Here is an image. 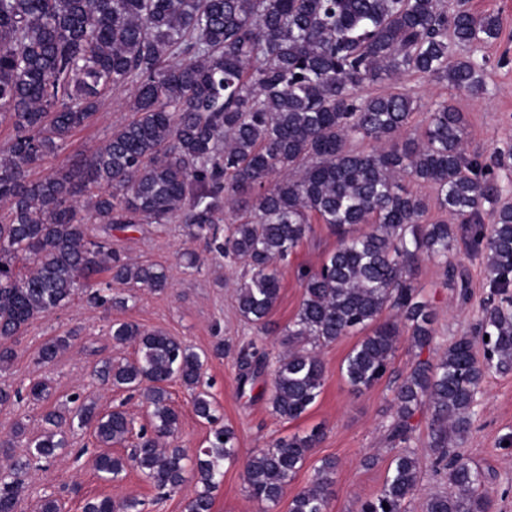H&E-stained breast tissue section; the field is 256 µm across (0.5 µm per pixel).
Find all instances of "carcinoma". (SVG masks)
Listing matches in <instances>:
<instances>
[{
  "label": "carcinoma",
  "instance_id": "cac0c4a2",
  "mask_svg": "<svg viewBox=\"0 0 512 512\" xmlns=\"http://www.w3.org/2000/svg\"><path fill=\"white\" fill-rule=\"evenodd\" d=\"M499 32L497 16L476 15L460 0H0V122L15 131L0 149L7 206L0 216V370L16 358L8 341L68 304L96 273L109 280L89 299L110 308L127 304L110 294L114 281L168 287L161 268L126 261L89 225L178 220L199 237L231 203L238 214L219 249L249 268L238 310L260 327L279 299L278 264L312 232L311 219L338 238L318 269L300 273L303 299L272 375V410L294 420L324 384L315 347L362 334L341 366L360 392L388 372L403 334L420 350L431 346L436 314L415 285V265L423 256L446 261L463 244L485 264L499 298L482 305L476 335L458 338L434 364L416 361L396 385L388 438L401 452L381 492L359 512H406L419 484L410 451L418 413L430 417L436 466L450 488L430 494L426 512H491L486 476L454 447L470 431L488 373L512 369V205L503 202L512 185L497 173L512 151L492 164L468 153L465 117L447 102L409 135L410 94L362 97L356 89L420 74L480 97L484 63L454 53ZM119 89L129 91L131 117L106 144L76 166L31 178ZM360 141L372 148L358 149ZM407 177L434 186L454 223L426 221L425 203L403 185ZM111 336L137 344V357L104 360L97 376L142 392L151 431L140 433L127 457L98 455L97 472L116 481L133 467L165 493L190 471L199 489L187 512H212L224 461L237 452L234 430L215 428L192 456L161 445L180 418L168 390L173 381L194 392L198 417L216 421L207 394L197 391L205 358L132 322L113 323ZM70 344L71 337L55 336L38 360L49 363ZM263 373L258 350L241 353L240 387ZM72 402L64 413L47 412L51 428L0 470V512H17L19 477L32 461H49L68 446L65 428H93L101 448L126 440L132 419L125 410L100 412L77 396ZM321 437L315 428L253 455L243 473L249 497L278 505ZM335 474V462L323 460L288 512H326ZM83 512H144V502L93 498Z\"/></svg>",
  "mask_w": 512,
  "mask_h": 512
}]
</instances>
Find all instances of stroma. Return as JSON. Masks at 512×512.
Here are the masks:
<instances>
[{"instance_id":"1","label":"stroma","mask_w":512,"mask_h":512,"mask_svg":"<svg viewBox=\"0 0 512 512\" xmlns=\"http://www.w3.org/2000/svg\"><path fill=\"white\" fill-rule=\"evenodd\" d=\"M466 6L478 15H497L501 25L498 40L473 52L474 57L488 61L484 97L477 98L447 83L415 75L369 83L360 87L359 93L366 97L410 90L419 104L414 114L418 121L437 103L450 102L465 115L469 153L486 159L495 150L512 144V0H466ZM127 97L125 91L113 92L86 127L76 131L57 154L45 158L36 169V176L81 159L99 146L112 127L127 118ZM312 228L310 236L279 268L280 296L262 332L247 323L238 310L236 289L246 273L245 266L225 258L215 243L191 237L186 225L177 222L163 227L138 224L112 229L113 249L132 262L163 266L168 288L154 292L113 285V295L127 297L128 303L126 307L109 310L91 304L88 289L82 288L69 304L34 321L16 338L17 357L8 370L0 372V384L23 389L43 380L49 385V395L41 401L27 398L0 406V439L11 437L16 424H24L25 435L14 439V452L26 453L28 441L45 428L43 415L63 407L77 394L92 396L102 411L126 410L134 429L149 428V409L138 395L104 384L94 375L102 358L122 361L135 357L134 345L115 344L110 333L113 322H134L149 331H162L198 352L210 354L213 345L220 341L231 348L230 353L219 358L210 354L200 383L216 407L219 424L231 426L237 435L238 458L224 465L223 481L213 493L212 512H287L285 503L266 508L249 499L243 481L244 467L261 449L315 427L322 429L323 439L289 482L285 495L293 497L308 486L316 468L330 459L336 463V474L334 494L326 512H357L362 500L382 490L396 453L387 439V429L395 418L396 381L417 359L437 361L453 340L471 334L479 305L491 290L482 262L465 248H458L444 264L419 260L415 284L436 312L431 347L420 351L408 339H401L390 371L373 387L355 393L341 374V365L355 344V337L327 344L318 350L325 368L319 398L300 418L282 419L273 413L270 404L271 372H264L252 388L240 389L234 350L252 340L267 353L269 361H277L282 354V333L294 320L303 298L300 271L317 269L338 244L327 225L316 222ZM188 252L197 258L195 267L186 264L184 255ZM450 264L466 273L467 293H460L449 284L446 267ZM64 335L71 336V347L51 363H38L42 345L51 337ZM169 392L180 414L176 444L192 453L206 447L211 426L196 415L190 391L174 382ZM413 423L416 431L411 446L421 481L407 512H425L429 493L445 489L446 484L433 466L427 416L416 415ZM508 434L512 435V371L493 372L481 385L478 414L460 451L486 475L494 512H512V445L503 441ZM68 440V447L52 462L28 469L24 476L27 492L18 512H40L41 500L47 495L58 498L62 512H82L85 501L97 496H109L116 501L136 498L144 501L145 512H186L187 501L194 492V479H187L180 489L167 495L160 494L133 468L121 480L108 481L95 469L100 449L90 430H74Z\"/></svg>"}]
</instances>
